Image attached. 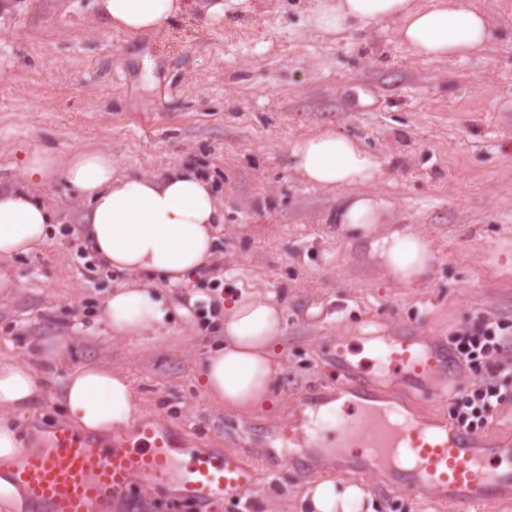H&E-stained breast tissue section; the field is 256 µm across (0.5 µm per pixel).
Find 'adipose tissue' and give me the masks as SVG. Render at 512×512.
I'll return each mask as SVG.
<instances>
[{
	"label": "adipose tissue",
	"mask_w": 512,
	"mask_h": 512,
	"mask_svg": "<svg viewBox=\"0 0 512 512\" xmlns=\"http://www.w3.org/2000/svg\"><path fill=\"white\" fill-rule=\"evenodd\" d=\"M101 24L131 36L166 30L190 12L209 20L223 16V0H96ZM319 25L339 31L395 22V39L415 56L465 59L492 39L486 16L470 0H336L323 7ZM295 169L304 180L336 194L337 233L364 241L387 276L413 287L430 275L436 260L429 238L404 225L380 232L387 202L367 192L381 180L384 166L356 139L322 130L296 141ZM21 183L0 190V259L44 247L55 222L53 212L33 193L34 186L62 175L85 204L82 237L106 267L139 276L137 285L118 286L105 308L109 332L118 338L144 336L168 316L160 285H184L215 253L224 205L209 180L181 163L160 175L120 171L109 153L82 150L59 162L49 149L26 152ZM224 344L202 359L200 376L208 396L226 407L251 410L271 398L277 371L273 346L283 334L280 305L257 293L224 300ZM40 391L31 364L0 358V506L20 512L24 495L11 478L12 462L24 443L18 418ZM60 399L66 418L78 428L109 434L131 427L138 415L128 378L102 364L71 368ZM303 512H372L359 484L324 479L309 484Z\"/></svg>",
	"instance_id": "ef3b65f1"
}]
</instances>
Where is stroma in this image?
Returning a JSON list of instances; mask_svg holds the SVG:
<instances>
[{"label": "stroma", "instance_id": "1", "mask_svg": "<svg viewBox=\"0 0 512 512\" xmlns=\"http://www.w3.org/2000/svg\"><path fill=\"white\" fill-rule=\"evenodd\" d=\"M493 39L466 60L428 61L400 47L385 22L321 29L318 0H226L223 17L190 13L163 33L129 39L104 28L94 0H9L0 11V189L23 176L24 152L110 153L125 172L160 174L181 161L224 201L216 272L164 288L171 317L155 333L117 339L106 302L132 275L99 264L76 229L82 205L63 178L38 187L58 232L7 268L0 295V356L30 360L48 337L65 342L41 366V391L22 417L38 440L65 422L58 399L69 367L102 363L130 378L142 415L186 423L195 447L270 457L305 389L334 379L332 354L370 361L372 337L405 332L448 344L479 319L512 326V274L486 259L512 244V0H473ZM330 127L385 163L376 190L387 225L415 226L437 262L421 286L383 277L363 242L337 236L334 194L294 169V142ZM273 295L285 328L272 397L242 415L210 398L198 372L224 342V299ZM312 481L294 464L259 471L239 497L208 512H302ZM361 485L374 512H444L421 494ZM114 512H199L176 492L134 487Z\"/></svg>", "mask_w": 512, "mask_h": 512}]
</instances>
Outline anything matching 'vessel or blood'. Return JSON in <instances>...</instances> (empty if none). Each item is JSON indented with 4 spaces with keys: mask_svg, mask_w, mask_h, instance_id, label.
Listing matches in <instances>:
<instances>
[{
    "mask_svg": "<svg viewBox=\"0 0 512 512\" xmlns=\"http://www.w3.org/2000/svg\"><path fill=\"white\" fill-rule=\"evenodd\" d=\"M352 349L337 343V392L349 399L325 423L336 438V474L374 473L386 483L423 492L449 512L493 504L512 488V444L488 448L475 432L447 419L422 420L405 413L379 388L397 374L426 393L433 375L452 370L446 346L403 334L379 346L370 369L353 365ZM313 422L300 420L282 432L280 444L306 468L320 455ZM255 467L237 452L188 448L167 428L143 423L136 436L105 441L66 424L52 427L40 446L18 453L13 480L25 494L23 512H112L132 483L160 491L174 489L184 500L206 508L241 494L252 484Z\"/></svg>",
    "mask_w": 512,
    "mask_h": 512,
    "instance_id": "obj_1",
    "label": "vessel or blood"
}]
</instances>
